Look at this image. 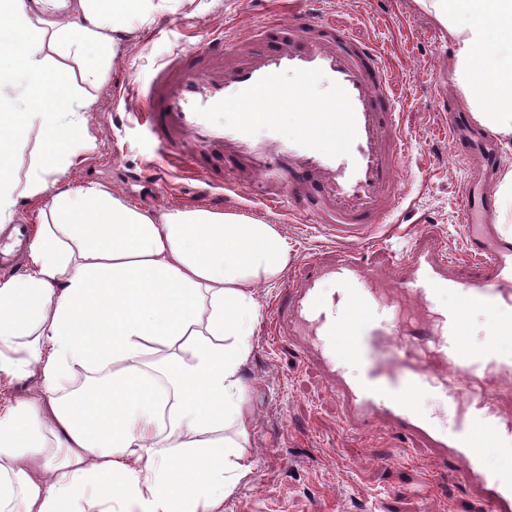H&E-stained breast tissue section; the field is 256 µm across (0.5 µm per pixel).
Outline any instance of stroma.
Wrapping results in <instances>:
<instances>
[{
    "label": "stroma",
    "mask_w": 512,
    "mask_h": 512,
    "mask_svg": "<svg viewBox=\"0 0 512 512\" xmlns=\"http://www.w3.org/2000/svg\"><path fill=\"white\" fill-rule=\"evenodd\" d=\"M337 24L377 46L390 63L404 99L401 124L413 141V159L400 178L410 193L411 212L401 224L373 225L368 243L404 251L416 231L431 228L446 252L476 269L464 254L462 199L470 166L448 143V116L438 104L452 89L453 48L416 0H323ZM309 0H175L171 10L137 25L103 69L100 83H82L79 67L67 61L59 76L72 89L95 97L93 111L72 115L81 131L73 141L78 156L56 174L48 193L98 185L147 211L209 207L200 181L170 171V192L144 178L155 144L126 125L136 102L132 85L147 86L157 66L174 53L217 33L232 36L248 26L263 30L271 15L310 9ZM223 209L277 225L287 238V274L298 273L312 253L330 258L345 241L322 224H296L268 207L246 209L240 198H224ZM281 284L261 285L251 355L242 370L244 407L250 415L243 450L251 475L224 501V512H474L465 488L434 470L418 444L400 445L385 429L360 434L345 430L341 407L321 372L273 335L269 311Z\"/></svg>",
    "instance_id": "1"
}]
</instances>
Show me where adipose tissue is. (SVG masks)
Wrapping results in <instances>:
<instances>
[{
    "label": "adipose tissue",
    "mask_w": 512,
    "mask_h": 512,
    "mask_svg": "<svg viewBox=\"0 0 512 512\" xmlns=\"http://www.w3.org/2000/svg\"><path fill=\"white\" fill-rule=\"evenodd\" d=\"M454 47L451 80L479 126L512 143V0H417ZM171 0H0V223L39 201L22 272L0 280V381L38 376L0 406V512H222L252 471L241 368L257 285L282 277L276 225L208 208L151 212L88 186L41 198L72 163L73 112L95 99L51 73L116 49ZM54 144L26 179L5 167L32 124ZM88 374L78 389L77 370ZM233 435H224L225 427Z\"/></svg>",
    "instance_id": "1"
}]
</instances>
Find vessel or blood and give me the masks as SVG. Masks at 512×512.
<instances>
[{"mask_svg": "<svg viewBox=\"0 0 512 512\" xmlns=\"http://www.w3.org/2000/svg\"><path fill=\"white\" fill-rule=\"evenodd\" d=\"M252 29L175 53L139 95L133 117L157 141L152 170L177 165L209 187L265 204L287 203L305 223L334 225L348 246L326 261L312 256L274 304L272 328L334 384L346 429H388L422 442L427 462L456 475L476 512H512V234L495 225L489 180L463 201L466 250L479 260L468 276L444 254L435 231L415 236L400 257L365 244L406 191L398 172L411 157L392 73L380 50L320 13L306 12L278 41L247 52ZM332 90L305 111L312 84ZM288 104L289 113L272 110ZM231 110L232 122L213 112ZM458 154L492 166L489 141L467 134L449 112ZM458 295L453 308L438 295ZM496 329L483 347L465 338L469 312ZM360 365L347 374V363ZM442 399L456 428L435 429L414 406L417 393Z\"/></svg>", "mask_w": 512, "mask_h": 512, "instance_id": "1", "label": "vessel or blood"}]
</instances>
